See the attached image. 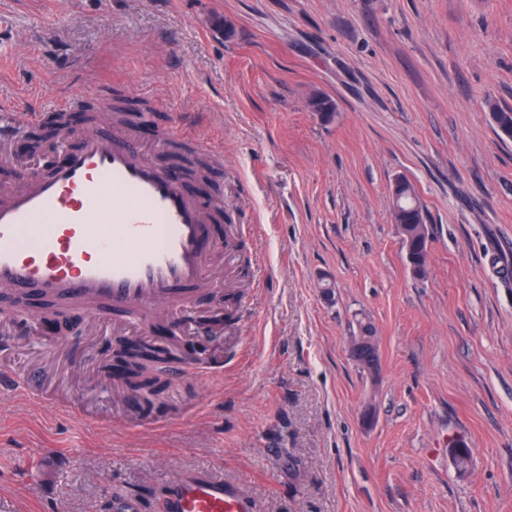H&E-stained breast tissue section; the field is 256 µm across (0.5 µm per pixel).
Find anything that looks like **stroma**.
I'll list each match as a JSON object with an SVG mask.
<instances>
[{"label":"stroma","instance_id":"stroma-1","mask_svg":"<svg viewBox=\"0 0 512 512\" xmlns=\"http://www.w3.org/2000/svg\"><path fill=\"white\" fill-rule=\"evenodd\" d=\"M123 95L138 142L180 121L175 159L220 151L196 195L214 289L176 341L211 376L145 402L105 369L121 313L0 314V512H108L197 469L256 512H512V0H0V106ZM328 98L331 119L312 112ZM408 178L429 217L413 275L390 216ZM257 274L238 288L240 256ZM330 292H323V284ZM378 360L351 355L358 319ZM471 450L455 465L451 440Z\"/></svg>","mask_w":512,"mask_h":512}]
</instances>
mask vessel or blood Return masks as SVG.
I'll return each instance as SVG.
<instances>
[{
  "label": "vessel or blood",
  "mask_w": 512,
  "mask_h": 512,
  "mask_svg": "<svg viewBox=\"0 0 512 512\" xmlns=\"http://www.w3.org/2000/svg\"><path fill=\"white\" fill-rule=\"evenodd\" d=\"M42 112L0 110V143ZM0 193V288L125 311L146 329L161 304L188 309L212 290L204 256L214 246L206 205L173 172L142 156L131 135L79 133L52 171L27 168ZM163 512H255L238 485L184 472L165 488Z\"/></svg>",
  "instance_id": "1"
}]
</instances>
